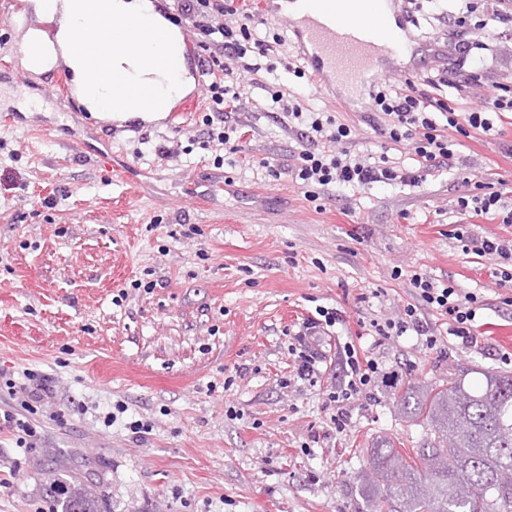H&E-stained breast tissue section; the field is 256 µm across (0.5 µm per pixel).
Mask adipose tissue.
Wrapping results in <instances>:
<instances>
[{"label": "adipose tissue", "mask_w": 512, "mask_h": 512, "mask_svg": "<svg viewBox=\"0 0 512 512\" xmlns=\"http://www.w3.org/2000/svg\"><path fill=\"white\" fill-rule=\"evenodd\" d=\"M34 13L57 19L55 58L73 77L86 107L117 119L164 118L192 78L171 65L167 46L177 29L152 0H29ZM173 82L176 94L162 92Z\"/></svg>", "instance_id": "obj_1"}]
</instances>
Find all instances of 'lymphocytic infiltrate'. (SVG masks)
<instances>
[{
	"instance_id": "obj_1",
	"label": "lymphocytic infiltrate",
	"mask_w": 512,
	"mask_h": 512,
	"mask_svg": "<svg viewBox=\"0 0 512 512\" xmlns=\"http://www.w3.org/2000/svg\"><path fill=\"white\" fill-rule=\"evenodd\" d=\"M178 10L205 38L201 65L209 79L208 106L201 123L208 141L220 149L242 130L237 118L238 113L246 109V101L238 90L242 74H258L262 69L261 57L267 56L273 45L281 44L282 39L277 36L268 41L258 37L248 0H179ZM250 53L258 55V62H247L246 56ZM455 86V81L441 72L433 78L416 75L403 86L385 87L372 93L374 109L380 114L372 127L384 143L408 151L412 160L408 167L383 155L373 161L369 156L352 152L355 126L339 122L326 112L303 109L296 96L276 92L272 100L278 111L289 123L297 125L300 132L299 147L294 153L296 179L303 186L317 185L324 190L399 184L417 188L428 178L451 170L455 151L448 137L449 130L462 132L471 128L487 132L492 128L489 113L512 112V96L498 83L488 85L478 108L457 111L442 94L443 89ZM410 282L416 290L415 302L404 305L397 317L376 324L377 335L400 337L412 330L423 336L427 349H434L438 338L429 323L421 319L422 310L427 309L447 316L454 324L456 336L465 340L471 338L479 304L476 295L462 292L454 282L442 283L418 273L412 275ZM339 369L342 379L330 394L332 401L339 405L368 393L373 387L394 386L399 381L398 371L384 370L350 342L339 355ZM26 378V383L19 384L0 370V384L8 394L21 392L25 395L20 403L21 414L4 416L21 448L28 447L30 438L36 435L30 412L35 403L50 394L41 376L30 372Z\"/></svg>"
}]
</instances>
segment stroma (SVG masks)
<instances>
[{
    "label": "stroma",
    "mask_w": 512,
    "mask_h": 512,
    "mask_svg": "<svg viewBox=\"0 0 512 512\" xmlns=\"http://www.w3.org/2000/svg\"><path fill=\"white\" fill-rule=\"evenodd\" d=\"M409 9L415 41L451 47L427 71L464 81L452 107L484 95L471 72L512 85V23L493 40L426 19V0ZM294 59L280 46L265 59L272 73L244 79L246 133L220 169L200 126L207 100L194 93L176 101V124L129 119L108 132L62 91L26 112L29 84L0 89V369L32 370L52 390L32 417V447L0 429V512H62V488L98 512H360L367 449L384 439L418 448L430 430L400 410L398 387L382 386L347 402L336 431L328 394L340 348L358 323L412 301L414 273L477 295V344L429 311L435 349L412 331L356 338L368 355L420 391L471 369L512 373V283L492 278L497 256L463 249L453 211L481 185L512 207L501 152L512 115L485 133L449 131L456 167L422 187L311 201L290 172L297 133L273 115L276 91L357 126L358 151L378 139L363 112L338 110L287 71ZM135 279L151 291L132 289ZM323 308L340 319L316 338L326 371L312 382L288 349ZM119 404L125 413L105 425ZM135 420L146 432H131Z\"/></svg>",
    "instance_id": "35a3bbf8"
}]
</instances>
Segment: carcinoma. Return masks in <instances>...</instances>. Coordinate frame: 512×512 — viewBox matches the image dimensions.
Here are the masks:
<instances>
[{"mask_svg": "<svg viewBox=\"0 0 512 512\" xmlns=\"http://www.w3.org/2000/svg\"><path fill=\"white\" fill-rule=\"evenodd\" d=\"M467 374L398 405L426 420L431 437L409 454L388 442L370 449L363 512H512V375Z\"/></svg>", "mask_w": 512, "mask_h": 512, "instance_id": "1", "label": "carcinoma"}]
</instances>
